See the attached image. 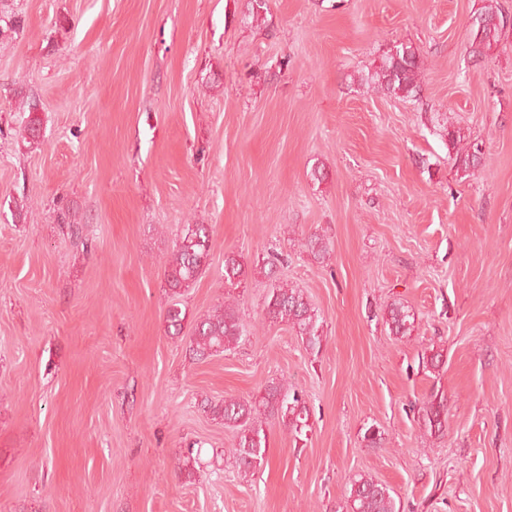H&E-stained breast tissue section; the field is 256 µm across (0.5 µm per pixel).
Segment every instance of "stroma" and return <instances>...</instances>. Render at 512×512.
Listing matches in <instances>:
<instances>
[{
    "mask_svg": "<svg viewBox=\"0 0 512 512\" xmlns=\"http://www.w3.org/2000/svg\"><path fill=\"white\" fill-rule=\"evenodd\" d=\"M486 3L0 0V512H349L362 476L399 512H512V0L476 58ZM400 43L425 63L411 98L367 82ZM451 122L481 148L470 174ZM186 224L211 250L177 338L164 271ZM273 250L320 351L265 315ZM229 253L248 271L231 293ZM229 294L248 339L193 360ZM395 302L411 335L389 333ZM272 380L303 390L309 428L266 421L246 477L199 401ZM473 41L471 48L473 55H482L484 48H491L493 43L499 41V35L504 27V17L497 4L490 0L476 17L474 23ZM448 155L454 161L457 171L468 174L480 164L478 149L467 138L462 129L448 123ZM466 174V175H467ZM385 323L393 336H408L414 328L415 317L403 304L393 303L387 309ZM423 422L425 427L432 433L442 431L447 421V406L445 399L434 396L423 409Z\"/></svg>",
    "mask_w": 512,
    "mask_h": 512,
    "instance_id": "obj_1",
    "label": "stroma"
}]
</instances>
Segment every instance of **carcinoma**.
<instances>
[{"label":"carcinoma","instance_id":"obj_1","mask_svg":"<svg viewBox=\"0 0 512 512\" xmlns=\"http://www.w3.org/2000/svg\"><path fill=\"white\" fill-rule=\"evenodd\" d=\"M504 27V17L494 0H488L476 17L471 48L480 55L483 49L499 41ZM424 61L418 49L411 45L396 47L386 55L371 76L375 88L399 98L415 95L420 88ZM448 155L456 168L468 173L480 164L478 149L467 142L462 129L448 125ZM313 260L323 263L330 256L328 243L313 235L306 243ZM209 228L205 224H186L175 243L165 270L166 282L172 300L165 310L167 332L180 336L186 308L179 298L201 275L210 251ZM247 275L242 262L234 254L224 256V283L237 288ZM265 312L274 323H285L300 336L303 344L312 352L321 349L324 340V321L304 292L286 283L274 282L269 289ZM415 317L403 304H391L385 316V324L393 336H408L414 328ZM248 336L235 301L229 300L196 320L189 351L197 360L222 355L234 350ZM203 412L219 420L236 432L231 454L240 472L249 474L268 463L266 433L263 421L274 420L294 436L302 435L307 427L308 408L298 389L280 381L269 382L261 394L252 398L227 397L221 402L204 398L200 402ZM444 398H433L423 409V422L431 432L442 431L447 421ZM349 501L351 512H397L396 502L390 489L369 477H359L351 484Z\"/></svg>","mask_w":512,"mask_h":512}]
</instances>
